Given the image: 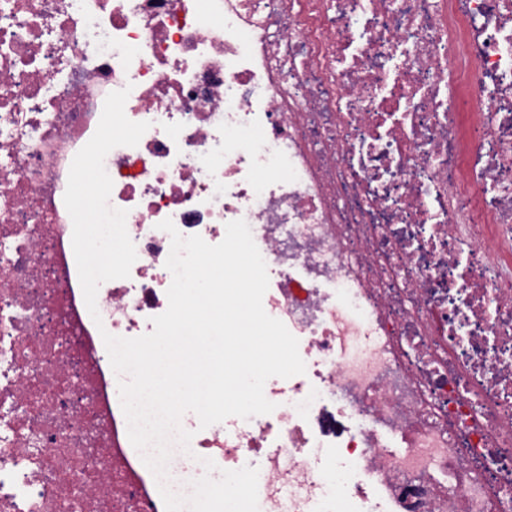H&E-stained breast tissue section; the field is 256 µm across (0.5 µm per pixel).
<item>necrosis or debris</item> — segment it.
<instances>
[{"label":"necrosis or debris","instance_id":"necrosis-or-debris-1","mask_svg":"<svg viewBox=\"0 0 512 512\" xmlns=\"http://www.w3.org/2000/svg\"><path fill=\"white\" fill-rule=\"evenodd\" d=\"M0 512H165L103 333L168 308L172 220H244L306 372L181 425L259 512H512V0H0ZM104 166L137 259L84 300L64 203Z\"/></svg>","mask_w":512,"mask_h":512}]
</instances>
